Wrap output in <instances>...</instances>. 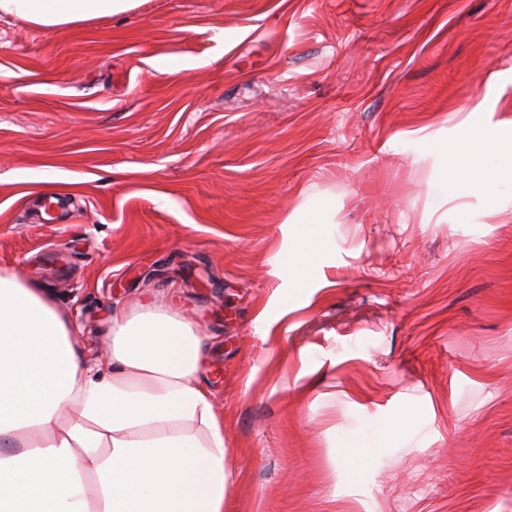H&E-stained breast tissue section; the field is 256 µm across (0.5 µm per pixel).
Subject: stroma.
Instances as JSON below:
<instances>
[{"instance_id": "stroma-1", "label": "stroma", "mask_w": 512, "mask_h": 512, "mask_svg": "<svg viewBox=\"0 0 512 512\" xmlns=\"http://www.w3.org/2000/svg\"><path fill=\"white\" fill-rule=\"evenodd\" d=\"M477 106L512 134V0L1 16L0 267L91 364L113 309L198 326L224 512H512V163L441 183ZM314 210L320 273L284 290L285 224Z\"/></svg>"}]
</instances>
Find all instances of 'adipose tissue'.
<instances>
[{"instance_id": "obj_1", "label": "adipose tissue", "mask_w": 512, "mask_h": 512, "mask_svg": "<svg viewBox=\"0 0 512 512\" xmlns=\"http://www.w3.org/2000/svg\"><path fill=\"white\" fill-rule=\"evenodd\" d=\"M132 0H0L38 27L117 16ZM322 214L289 225L276 275L319 272ZM108 370L81 359L41 285L0 269V512H224V417L198 381L205 338L146 309L110 319Z\"/></svg>"}]
</instances>
